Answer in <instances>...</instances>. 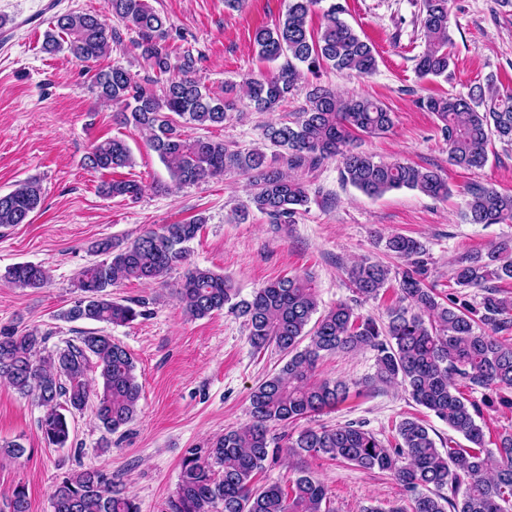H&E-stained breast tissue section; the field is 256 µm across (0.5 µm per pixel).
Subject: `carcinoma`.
Here are the masks:
<instances>
[{"instance_id":"1","label":"carcinoma","mask_w":512,"mask_h":512,"mask_svg":"<svg viewBox=\"0 0 512 512\" xmlns=\"http://www.w3.org/2000/svg\"><path fill=\"white\" fill-rule=\"evenodd\" d=\"M322 0H288L285 19L262 26L254 35L258 55L286 62L279 71L244 80L246 95L255 108L274 112L298 88L303 71L316 73L323 65L338 71L369 75L376 70L374 47L340 18L343 5L323 11L324 23L314 30L309 17ZM112 17L137 30L135 49L165 77L160 89L140 82L130 69L114 65L95 74L98 97L119 106L116 120L146 136L151 150L165 164L173 186L195 185L207 178L235 171L253 179L251 204L275 224H294L310 202L308 186L289 178L267 160L260 149L231 151L224 141L208 136L189 137L182 124L201 128L222 125L234 110L233 87L216 95L193 76L194 58L186 52L172 64L168 20L147 0H106ZM450 0H422L421 25L425 49L418 57L420 78H448L454 64L450 32ZM122 42L120 29L99 15L67 12L55 17L45 32L43 49L67 51L94 65ZM433 113L448 144L452 166L481 168L492 139L512 145V91H500L488 79V90L466 96L447 94L418 99ZM393 127L387 107L368 97L342 96L315 84L307 104L292 121L266 126L265 139L274 158L289 168H317L324 160L342 159L343 180L364 194L380 197L408 188L434 198L446 197L448 182L435 170L398 161H376L357 150L355 133L380 135ZM86 165L97 171H115L133 165L125 140L114 137L90 148ZM141 192L132 180L101 185L108 197L133 198ZM464 218L470 224L512 223V193L475 185L468 190ZM40 180L30 178L0 194V227L25 224L41 203ZM205 219L164 224L132 242L110 239L93 246L106 255L83 267L75 282L79 298L60 318L67 322L122 325L145 315L141 299L114 300L112 288L129 280L157 282L183 263L188 245ZM386 247L406 262L398 282V303L387 310V322L360 317L346 303L320 314L312 276L285 277L255 291L249 300L237 299L229 279L210 269L186 272L176 301L195 319L229 306L245 318L254 348L270 347L286 362L251 393L250 422L215 436L205 449L191 448L183 458L178 487L165 512H329V489L317 477L294 470L288 487L271 484L256 488V472L265 463L283 457L326 455L362 470L391 472L410 493L407 506L391 512H509L512 509V432L500 435L496 447L486 446L477 418L483 408L512 410V296L500 284L512 282V240H503L487 252H467L454 261L453 284L458 290L443 294L427 281L422 243L401 234L390 236ZM390 268L362 260L348 270L351 288L363 301L375 299L389 282ZM40 265L18 263L5 279L20 288L37 289L48 282ZM466 288L482 291L473 304ZM306 346H301L302 342ZM46 337L36 332L0 331V379L24 396L33 395L44 408L39 427L46 443L64 448L71 439L67 415L86 408L90 389L87 372L99 370L95 416L112 435L137 416L142 386L130 353L112 337L87 331L80 344H67L43 356ZM370 350L375 355L374 386L398 384L412 400L448 425V447L439 448L431 428L406 417L396 425L395 443L386 444L354 423L310 427L297 437L270 434V426L284 428L316 416L344 402L349 386L320 378L317 369L327 354ZM484 390L482 403L465 397L459 385ZM462 436L469 446L455 443ZM54 512H140L136 498L119 488L100 468L71 471L54 485ZM0 512H29L25 487L16 486L0 501Z\"/></svg>"}]
</instances>
